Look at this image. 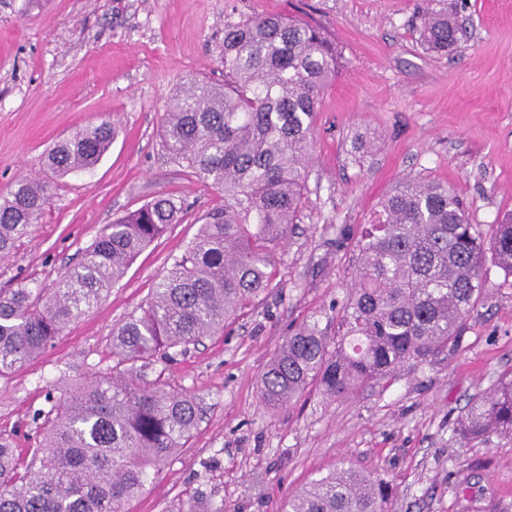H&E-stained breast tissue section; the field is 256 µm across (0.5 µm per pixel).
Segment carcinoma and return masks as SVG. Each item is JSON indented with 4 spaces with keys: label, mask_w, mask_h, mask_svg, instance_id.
<instances>
[{
    "label": "carcinoma",
    "mask_w": 512,
    "mask_h": 512,
    "mask_svg": "<svg viewBox=\"0 0 512 512\" xmlns=\"http://www.w3.org/2000/svg\"><path fill=\"white\" fill-rule=\"evenodd\" d=\"M420 21L428 48L457 43L448 13L427 10ZM338 68L336 44L299 19L267 13L224 25V84L199 80L178 92L162 125L171 158L224 191V211L199 227L141 312L112 329V368L37 414L30 460L0 433V512H125L185 447L199 403L148 383V370L224 331L272 287L273 253L306 203L320 96ZM112 137L109 120L89 125L51 145L44 166L54 177L76 172L80 158L93 168ZM47 198L45 182L29 176L0 196L1 259L31 233ZM181 210L160 195L107 225L51 288L0 292V377L107 296ZM359 253L343 334L331 338L314 322L286 336L260 378L265 406L296 402L313 384L344 397L460 348L486 259L512 276V218L492 225L486 245L448 186L409 181L364 229ZM452 438L463 447L512 440V373L469 402ZM389 498L388 482L349 464L294 495L285 512H387Z\"/></svg>",
    "instance_id": "cac0c4a2"
}]
</instances>
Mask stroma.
I'll use <instances>...</instances> for the list:
<instances>
[{
	"mask_svg": "<svg viewBox=\"0 0 512 512\" xmlns=\"http://www.w3.org/2000/svg\"><path fill=\"white\" fill-rule=\"evenodd\" d=\"M429 7L463 21L452 48L425 44ZM276 12L320 26L342 55L316 117L306 204L258 303L150 371L194 395L201 421L128 512H178L193 494L224 512H280L347 461L389 482L391 512H512V443L451 439L467 402L512 372V277L493 263L447 357L336 400L315 386L289 408L259 398L291 325L341 332L361 231L405 182L448 185L486 233L512 217V0H0V194L44 177L54 142L104 118L115 128L93 169L54 180L30 236L0 260V289L51 287L107 224L156 196L184 208L106 298L0 377V432L34 447L35 414L111 368L113 327L223 208L222 192L170 158L161 122L179 88L223 83L225 23Z\"/></svg>",
	"mask_w": 512,
	"mask_h": 512,
	"instance_id": "1",
	"label": "stroma"
}]
</instances>
